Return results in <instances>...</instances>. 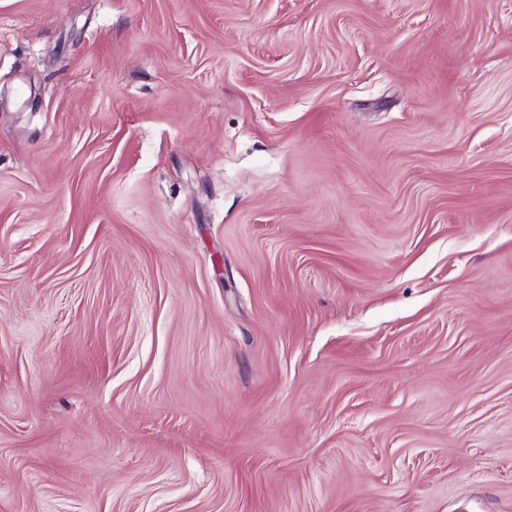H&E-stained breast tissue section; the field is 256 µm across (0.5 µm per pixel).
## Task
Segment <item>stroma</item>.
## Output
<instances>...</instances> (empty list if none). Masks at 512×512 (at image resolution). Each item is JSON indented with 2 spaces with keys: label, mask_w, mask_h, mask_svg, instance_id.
I'll use <instances>...</instances> for the list:
<instances>
[{
  "label": "stroma",
  "mask_w": 512,
  "mask_h": 512,
  "mask_svg": "<svg viewBox=\"0 0 512 512\" xmlns=\"http://www.w3.org/2000/svg\"><path fill=\"white\" fill-rule=\"evenodd\" d=\"M0 512H512V0H0Z\"/></svg>",
  "instance_id": "35a3bbf8"
}]
</instances>
